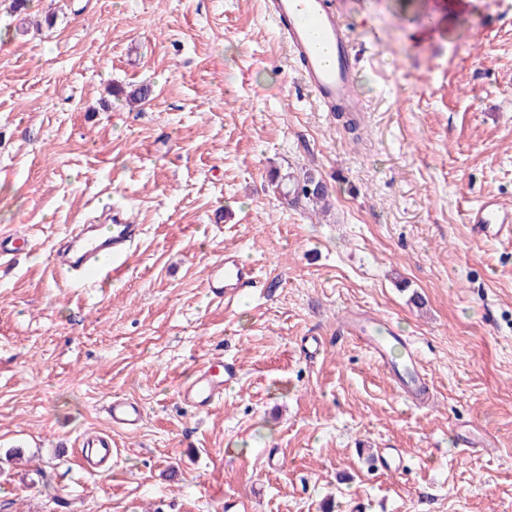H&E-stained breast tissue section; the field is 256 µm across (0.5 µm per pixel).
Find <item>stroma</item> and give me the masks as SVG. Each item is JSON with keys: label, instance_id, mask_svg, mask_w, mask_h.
I'll list each match as a JSON object with an SVG mask.
<instances>
[{"label": "stroma", "instance_id": "obj_1", "mask_svg": "<svg viewBox=\"0 0 512 512\" xmlns=\"http://www.w3.org/2000/svg\"><path fill=\"white\" fill-rule=\"evenodd\" d=\"M335 2L352 130L260 0H0V237L29 242L0 267V512H512V237L468 223L485 197L512 208V0ZM309 174L328 211L288 200ZM111 209L144 227L124 263L54 269ZM228 248L262 282L230 302L207 288ZM353 313L412 340L429 404L346 333ZM219 359L238 378L194 412L179 388ZM115 396L143 405L136 432L112 427ZM474 424L494 453L459 445ZM96 432L103 465L77 450ZM383 448L399 468L373 466Z\"/></svg>", "mask_w": 512, "mask_h": 512}]
</instances>
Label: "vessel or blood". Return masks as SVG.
Here are the masks:
<instances>
[{
  "label": "vessel or blood",
  "mask_w": 512,
  "mask_h": 512,
  "mask_svg": "<svg viewBox=\"0 0 512 512\" xmlns=\"http://www.w3.org/2000/svg\"><path fill=\"white\" fill-rule=\"evenodd\" d=\"M263 12L278 27L281 39L293 58L301 65V77L319 105L329 112L344 108L348 112L363 109L357 90L355 49L347 33L335 0H262ZM472 232L478 239H492L500 234L512 236V210L503 208L497 199L486 198L470 214ZM140 232L139 225L113 223L107 236L95 235L92 225L76 229L67 250L57 253L55 264L76 274L102 276L109 262L125 256ZM257 285L252 268L241 264L235 255L225 254L209 268L208 286L213 298L234 297L243 289ZM374 318L353 319V332L370 358L381 367H389V345L376 332ZM400 388L412 402H423L427 380L415 350H408ZM236 377V367L223 361L205 366L197 377L181 388L180 399L196 411L205 412L224 395L225 384ZM114 426L135 430L142 420L143 408L134 400L115 399L107 406ZM86 457L100 462L112 458V440L104 434L87 437L83 442Z\"/></svg>",
  "instance_id": "b4317fda"
}]
</instances>
